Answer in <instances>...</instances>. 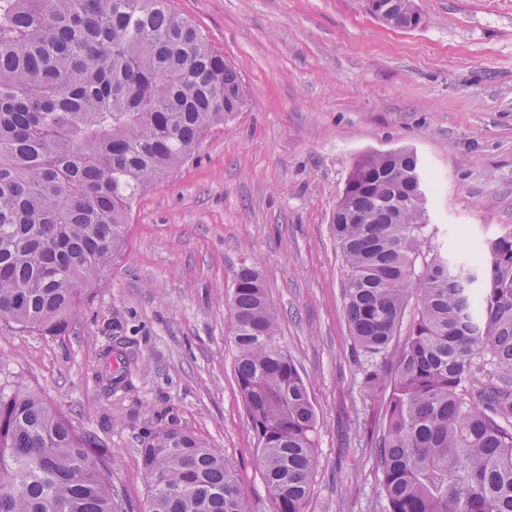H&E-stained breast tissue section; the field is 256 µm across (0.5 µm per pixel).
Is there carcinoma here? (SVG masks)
<instances>
[{"instance_id":"carcinoma-1","label":"carcinoma","mask_w":512,"mask_h":512,"mask_svg":"<svg viewBox=\"0 0 512 512\" xmlns=\"http://www.w3.org/2000/svg\"><path fill=\"white\" fill-rule=\"evenodd\" d=\"M244 106L236 68L170 0H0V326L64 335L133 204ZM414 169L406 150L360 157L331 224L364 387L388 391L380 485L388 512H512V228L465 258L425 255ZM230 309L271 512H304L317 417L255 269ZM140 454L146 512H252L194 435L165 428ZM117 509L97 438L0 386V512Z\"/></svg>"}]
</instances>
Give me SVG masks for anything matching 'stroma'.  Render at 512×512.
Returning a JSON list of instances; mask_svg holds the SVG:
<instances>
[{
    "label": "stroma",
    "mask_w": 512,
    "mask_h": 512,
    "mask_svg": "<svg viewBox=\"0 0 512 512\" xmlns=\"http://www.w3.org/2000/svg\"><path fill=\"white\" fill-rule=\"evenodd\" d=\"M417 28L365 0H172L239 72L246 105L138 199L125 244L65 335L0 329V379L39 393L111 453L121 512H144L140 448L177 425L224 454L270 512L227 306L256 269L277 340L309 385L318 468L305 512H386L330 231L354 162L413 150L430 178L427 251L512 228V0H416ZM120 350L122 382L99 377Z\"/></svg>",
    "instance_id": "stroma-1"
}]
</instances>
